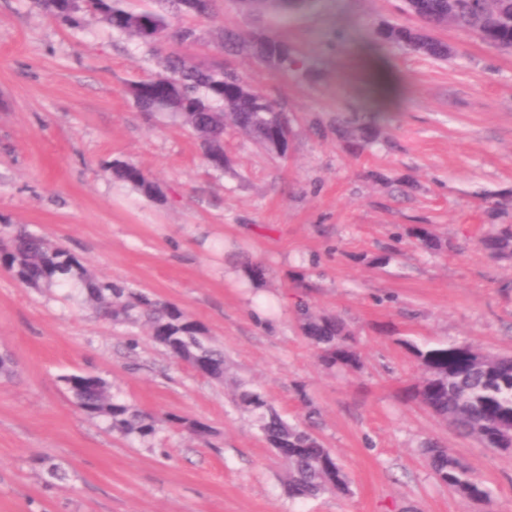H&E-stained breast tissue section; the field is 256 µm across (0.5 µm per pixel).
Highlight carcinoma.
I'll return each mask as SVG.
<instances>
[{"mask_svg": "<svg viewBox=\"0 0 512 512\" xmlns=\"http://www.w3.org/2000/svg\"><path fill=\"white\" fill-rule=\"evenodd\" d=\"M156 7L134 10L128 0H34L53 18L69 27H78L87 18L110 26L113 31L135 37L164 55L159 80L170 79L176 91L167 97L149 95L141 82L129 84L127 93L141 112L159 115L189 132L200 143L202 162L212 170L224 166L211 155L224 152V134L240 131L280 158L288 156L292 127L266 94L250 88L234 97H224V87L243 78L224 64L198 63L188 50L200 40L195 26L172 25L178 14L197 19L213 15L215 0H154ZM250 12H278L295 6L294 0H240ZM453 7L456 28L477 31L483 17L473 0H411L408 12L422 20L435 22ZM384 42L433 58H448V44L408 33V27L393 25L380 35ZM220 46L227 54L249 51L269 61L281 43L260 41L254 35L222 32ZM344 132L366 142L374 129L366 124L346 122ZM108 170L113 178L132 185L148 199L161 190L136 165L112 160ZM413 244L422 251L436 252L454 248L452 242L432 233L425 224L409 230ZM480 246L493 260H512V224H494L481 238ZM0 267L15 280L35 291L57 288L62 298L87 305L115 325L145 326L152 341L173 359L193 365L207 378L224 381L228 364L224 350L216 345L207 328L186 310L171 302H161L146 291L128 287L121 281L97 277L78 257L51 239L29 231L23 225L0 223ZM244 278L256 288L265 286V269L258 264L242 267ZM300 328L318 349V358L328 369L358 370L362 360L353 333L335 316L315 312L302 300L295 306ZM423 373L410 397L433 416L450 423L459 433L480 440L489 448H512V442L498 436L499 430L512 424V358L492 355L483 361L470 359L462 345L428 349L415 348ZM61 381L79 411L89 419H99L112 434L153 446L162 424L176 426L194 436H205L208 428L195 420L178 416L163 419L128 403L111 390L103 378L91 384L80 374H66ZM233 402L247 414L263 439L285 461L284 482L290 498L314 497L325 493L349 491V479L332 452L325 448L312 428L288 423L270 404L266 394L249 381H235ZM423 452L435 478L448 489L470 499L491 497V492L472 472L450 457L442 446L429 441Z\"/></svg>", "mask_w": 512, "mask_h": 512, "instance_id": "obj_1", "label": "carcinoma"}]
</instances>
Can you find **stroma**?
Returning <instances> with one entry per match:
<instances>
[{
    "label": "stroma",
    "mask_w": 512,
    "mask_h": 512,
    "mask_svg": "<svg viewBox=\"0 0 512 512\" xmlns=\"http://www.w3.org/2000/svg\"><path fill=\"white\" fill-rule=\"evenodd\" d=\"M387 23L419 21L403 0H313L267 15L218 0L198 23L194 56L223 57L285 109L293 135L282 160L228 132L229 164L215 172L194 137L128 97V83L157 71L145 46L93 19L70 28L32 0H0V217L62 243L99 277L185 308L231 365L227 382L201 377L145 328L0 268V353L14 362L0 376V512H512V452L407 399L421 375L415 348L512 355V261L477 245L488 225L512 224V53L448 28L435 36L455 53L437 60L378 39ZM225 29L287 43L296 62L224 55ZM357 113L375 116L376 138L362 148L334 128ZM115 158L139 166L161 198L113 181L103 164ZM414 224L453 249L415 248L405 236ZM245 259L269 272L275 330L252 320L230 275ZM301 279L315 311L354 332L360 370L320 364L294 315ZM70 373L102 377L127 402L199 420L210 434L169 427L150 448L113 436L72 405L61 381ZM236 378L291 421L313 403L349 494L288 499L286 464L232 402ZM428 439L491 501L439 484L420 452Z\"/></svg>",
    "instance_id": "stroma-1"
}]
</instances>
